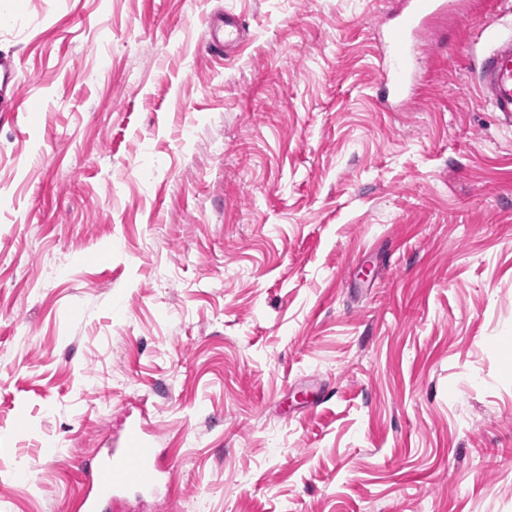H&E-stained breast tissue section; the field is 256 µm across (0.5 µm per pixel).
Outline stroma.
<instances>
[{"instance_id": "35a3bbf8", "label": "stroma", "mask_w": 512, "mask_h": 512, "mask_svg": "<svg viewBox=\"0 0 512 512\" xmlns=\"http://www.w3.org/2000/svg\"><path fill=\"white\" fill-rule=\"evenodd\" d=\"M0 0V512H74L126 411L170 469L113 512H512V0ZM249 39L202 48L203 18ZM464 0H401L394 16L399 18L377 57L378 82L387 98L400 100L414 89L417 48L414 35L441 16L464 14ZM207 52L224 56L232 48L243 44L248 38V29L235 14L227 11L209 13L204 19ZM475 85L493 112L512 124V30L501 35L487 50L475 77ZM0 77L5 87L12 84L6 107H9L10 112H21L22 102L17 95V85L21 78L12 57L0 56Z\"/></svg>"}]
</instances>
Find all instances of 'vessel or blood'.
<instances>
[{
  "instance_id": "b4317fda",
  "label": "vessel or blood",
  "mask_w": 512,
  "mask_h": 512,
  "mask_svg": "<svg viewBox=\"0 0 512 512\" xmlns=\"http://www.w3.org/2000/svg\"><path fill=\"white\" fill-rule=\"evenodd\" d=\"M465 0H400L395 12L396 26L390 31L376 64L379 83L388 98L399 100L414 88L417 49L414 35L441 16L464 14ZM205 49L212 55H225L243 44L248 30L233 13L217 11L207 14ZM475 85L492 111L512 124V31L501 35L487 50L475 77ZM169 469L140 419L126 418L120 433L114 435L109 449L102 455L91 483L79 497L78 512H109L113 501L129 489L144 494L155 493L157 479Z\"/></svg>"
}]
</instances>
